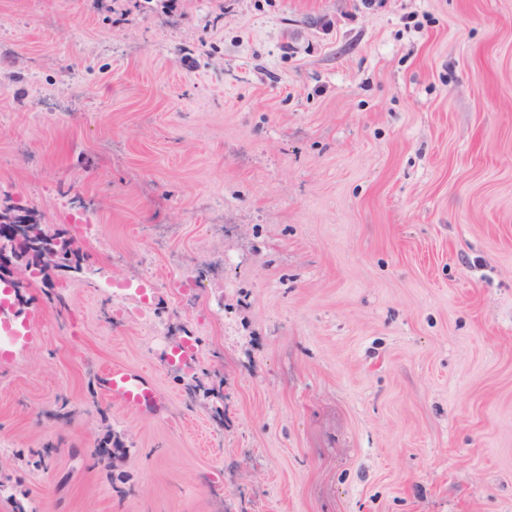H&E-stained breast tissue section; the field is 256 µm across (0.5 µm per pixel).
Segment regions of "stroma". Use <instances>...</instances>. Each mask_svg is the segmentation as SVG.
I'll return each instance as SVG.
<instances>
[{
	"mask_svg": "<svg viewBox=\"0 0 512 512\" xmlns=\"http://www.w3.org/2000/svg\"><path fill=\"white\" fill-rule=\"evenodd\" d=\"M19 210L0 512H512V0H0ZM39 228L40 225L36 223L23 224V236L16 237L12 240L1 241L0 249L3 253L7 252V250L10 252H13V250L19 251V247L24 246L28 240L38 238V235L40 234ZM64 242L69 245L68 250L64 254V261H75L76 263H79L81 260L79 249L73 248V241L66 240ZM64 242L62 240H58L55 241L54 244L46 246L42 249L40 256L36 255L33 247L26 244L25 248L21 251L22 254L29 256L26 268L31 269L32 267H37V257H40L39 265L45 267V269L53 268L61 264L63 260V253L65 251ZM29 253H33L34 257ZM45 269L41 270V274H44ZM100 385L112 401L156 415L166 412V398L144 373L124 365H112L102 372Z\"/></svg>",
	"mask_w": 512,
	"mask_h": 512,
	"instance_id": "35a3bbf8",
	"label": "stroma"
}]
</instances>
